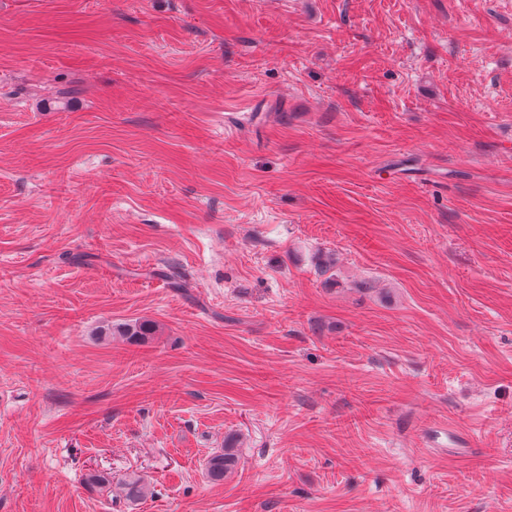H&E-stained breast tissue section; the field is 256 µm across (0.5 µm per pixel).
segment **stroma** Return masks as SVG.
Here are the masks:
<instances>
[{"label":"stroma","instance_id":"stroma-1","mask_svg":"<svg viewBox=\"0 0 512 512\" xmlns=\"http://www.w3.org/2000/svg\"><path fill=\"white\" fill-rule=\"evenodd\" d=\"M0 512H512V0H0ZM236 464V456L233 448L224 444V450L213 453L207 460L206 472L210 480L223 481L224 474L232 470Z\"/></svg>","mask_w":512,"mask_h":512}]
</instances>
